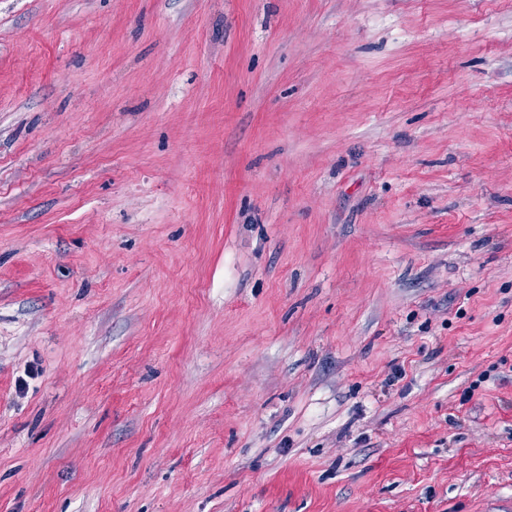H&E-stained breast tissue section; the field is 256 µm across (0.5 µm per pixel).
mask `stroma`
<instances>
[{
    "label": "stroma",
    "mask_w": 512,
    "mask_h": 512,
    "mask_svg": "<svg viewBox=\"0 0 512 512\" xmlns=\"http://www.w3.org/2000/svg\"><path fill=\"white\" fill-rule=\"evenodd\" d=\"M0 512H512V0H0Z\"/></svg>",
    "instance_id": "obj_1"
}]
</instances>
